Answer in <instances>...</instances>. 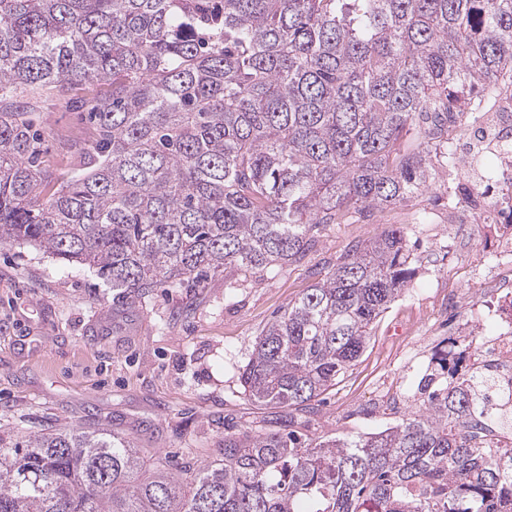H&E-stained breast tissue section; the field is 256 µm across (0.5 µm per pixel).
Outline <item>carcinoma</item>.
Here are the masks:
<instances>
[{
    "label": "carcinoma",
    "instance_id": "carcinoma-1",
    "mask_svg": "<svg viewBox=\"0 0 512 512\" xmlns=\"http://www.w3.org/2000/svg\"><path fill=\"white\" fill-rule=\"evenodd\" d=\"M459 85L512 93V0H0V243L126 298L279 271L320 226L456 164L421 119L461 111ZM77 86L100 89L77 101L94 133L54 186L17 98ZM410 260L398 227L352 243L262 328L240 381L274 426L224 430L206 463L103 429L0 438V512H512V445L466 433L474 397L446 349L402 423L293 429L358 361Z\"/></svg>",
    "mask_w": 512,
    "mask_h": 512
}]
</instances>
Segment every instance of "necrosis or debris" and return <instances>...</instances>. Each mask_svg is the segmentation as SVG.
Wrapping results in <instances>:
<instances>
[{
	"mask_svg": "<svg viewBox=\"0 0 512 512\" xmlns=\"http://www.w3.org/2000/svg\"><path fill=\"white\" fill-rule=\"evenodd\" d=\"M475 108L487 117L465 125L460 143L472 147L496 146L502 196H512V152L501 149V142L512 140V100L494 102L478 99ZM491 249L497 264L491 270L488 286L494 297L482 318L466 322L470 341L456 356L458 372L464 376L484 375L492 385L475 392L479 411L467 421L468 430L483 444L497 448L512 443V209L499 210L493 226Z\"/></svg>",
	"mask_w": 512,
	"mask_h": 512,
	"instance_id": "4bbe7bcc",
	"label": "necrosis or debris"
}]
</instances>
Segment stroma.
<instances>
[{
    "instance_id": "1",
    "label": "stroma",
    "mask_w": 512,
    "mask_h": 512,
    "mask_svg": "<svg viewBox=\"0 0 512 512\" xmlns=\"http://www.w3.org/2000/svg\"><path fill=\"white\" fill-rule=\"evenodd\" d=\"M42 167L72 177L92 136L85 112L42 99L31 112ZM480 170L438 168L427 187L383 211L321 227L298 264L261 279L216 277L197 288L160 286L134 301L92 269L32 246L0 244V435L80 425L132 439L152 457L214 459L224 426L258 429L266 415L240 372L263 326L335 264L348 244L403 231L417 274L379 322L370 346L315 412L294 427L355 437L402 423L423 403L431 357L448 337L442 300L462 279L458 251L493 262L480 238L458 241L448 211L469 203Z\"/></svg>"
}]
</instances>
